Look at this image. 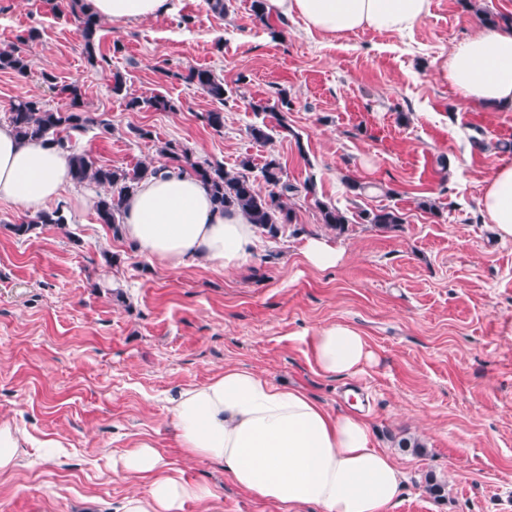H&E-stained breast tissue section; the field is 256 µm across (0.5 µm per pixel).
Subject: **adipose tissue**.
I'll list each match as a JSON object with an SVG mask.
<instances>
[{"mask_svg": "<svg viewBox=\"0 0 512 512\" xmlns=\"http://www.w3.org/2000/svg\"><path fill=\"white\" fill-rule=\"evenodd\" d=\"M100 18L115 22L166 14L170 0H90ZM430 0H266L272 15L301 19L306 31L336 37L369 29L410 32ZM460 103L512 110V26L481 29L450 52L436 70ZM65 153L17 138L0 127V201L31 211L48 209L70 187ZM479 205L499 239L512 240V161L500 160ZM123 236L170 268L198 261L218 270L246 262L257 229L238 212L225 213L193 178L170 170L144 180L125 204ZM318 374L340 379L371 357L364 336L336 322L312 338ZM170 424L189 455L214 460L255 498L291 512H391L403 487L396 461L371 445L365 419L330 412L306 391L281 389L262 375L225 368L199 386L182 388ZM129 473L149 477L147 492L127 496L121 512H182L208 490L172 474L153 442L143 438L118 460Z\"/></svg>", "mask_w": 512, "mask_h": 512, "instance_id": "adipose-tissue-1", "label": "adipose tissue"}]
</instances>
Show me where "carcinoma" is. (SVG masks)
<instances>
[{"instance_id":"cac0c4a2","label":"carcinoma","mask_w":512,"mask_h":512,"mask_svg":"<svg viewBox=\"0 0 512 512\" xmlns=\"http://www.w3.org/2000/svg\"><path fill=\"white\" fill-rule=\"evenodd\" d=\"M462 2L479 15L487 26L512 24V17L493 14L481 7L478 0ZM70 9L78 22L89 61H105V56L96 55L95 35L100 27V18L91 11L85 0H70ZM0 69L24 74L29 69V59L15 47L1 48ZM188 80L211 98L224 102V82L211 71L193 69L189 72ZM64 92L70 99L69 108L65 111L49 110L35 97L15 100L10 106V127L21 139L53 144L68 152L70 177L74 183L92 181L108 188L105 194L99 196L96 212L100 223L107 225L116 238L122 236L126 198L142 181L158 174L163 168L195 178L210 192L217 208L241 212L249 223L272 237L277 236L282 227L293 223L295 213L289 200L302 191L314 197L320 221L326 230L340 236L348 232L352 225L345 211L316 197L313 178H307L300 187L288 182L280 159L274 155L267 157L258 169L250 159L244 158L240 161L239 171L229 172L221 164L194 162L186 148L167 143L160 148V154L165 157L164 165L160 167L151 162H141L131 170L97 166L87 154L71 151L69 138L71 133L85 132L93 125L107 131L110 123L104 119L98 121L83 110L82 92L78 86L67 85ZM112 93L127 99V107L132 110H141L146 106L156 111L172 109L170 101L162 95L146 100L129 95L125 81L118 74L113 79ZM289 110L291 101L285 93L279 94L278 103L273 106L254 107L256 112H276L277 126L282 133L291 132L285 117V112ZM359 219L377 229H390L404 223L403 215L395 206L365 209L359 212ZM65 224L67 218L58 207L51 212H38L27 221L10 225V229L16 237L28 238L38 229L50 225L62 227Z\"/></svg>"}]
</instances>
